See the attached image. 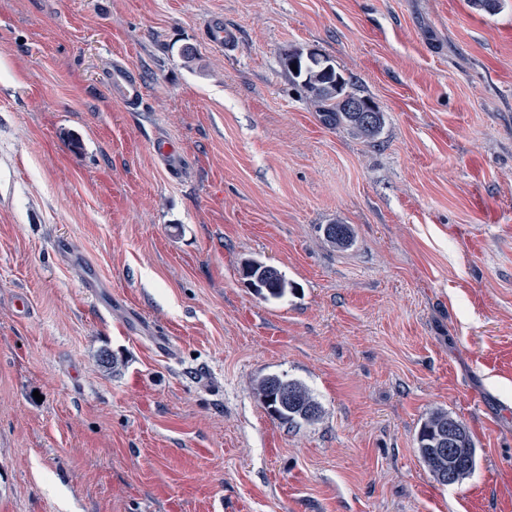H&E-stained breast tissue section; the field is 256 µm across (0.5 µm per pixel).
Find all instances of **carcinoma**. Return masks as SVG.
<instances>
[{
    "label": "carcinoma",
    "mask_w": 512,
    "mask_h": 512,
    "mask_svg": "<svg viewBox=\"0 0 512 512\" xmlns=\"http://www.w3.org/2000/svg\"><path fill=\"white\" fill-rule=\"evenodd\" d=\"M286 66L291 75L301 80L310 100L320 108L324 121L329 125L345 123L364 137L375 136L382 127V115L377 111L374 120L368 124L358 112H345L339 99L346 91L347 82L336 69L312 53L295 51L288 54ZM328 240L344 247L351 242L348 224H330L326 228ZM242 275L250 288L264 300L283 297L294 290L282 273L254 259L242 263ZM254 392L268 414L286 424L300 421L312 422L320 416V406L310 390L301 382L287 380L278 375L261 378L254 386ZM420 458L440 484H445L442 475L448 473V454L437 453V448H449L451 454L464 457L458 466L453 483L458 484L469 477L476 467V448L467 426L445 411L431 413L422 423L417 436Z\"/></svg>",
    "instance_id": "cac0c4a2"
}]
</instances>
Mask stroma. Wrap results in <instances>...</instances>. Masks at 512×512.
I'll return each mask as SVG.
<instances>
[{
    "label": "stroma",
    "mask_w": 512,
    "mask_h": 512,
    "mask_svg": "<svg viewBox=\"0 0 512 512\" xmlns=\"http://www.w3.org/2000/svg\"><path fill=\"white\" fill-rule=\"evenodd\" d=\"M294 50L377 136L322 122ZM271 374L319 418L273 419ZM437 410L459 484L418 455ZM0 512H512V0H0ZM206 33L210 42L218 46H224V48L232 47L238 39L236 30L224 27V20L221 18L210 20ZM105 81L112 96L129 108H137L142 98V86L136 76L125 65L115 62L105 74ZM242 275L256 295L265 300L283 297L288 287L291 291L294 289L277 268L254 259L244 260ZM254 392L268 414L282 423L312 422L320 416L319 403L299 381L270 375L257 381ZM417 444L423 464L442 485L448 486V482L442 480V475H448V468L455 464L453 460H448V453H436L432 448H454L450 454L464 457V463L458 466L453 482L449 485L460 483L475 470L476 448L472 435L462 421L448 412L436 411L424 420L418 432Z\"/></svg>",
    "instance_id": "1"
}]
</instances>
